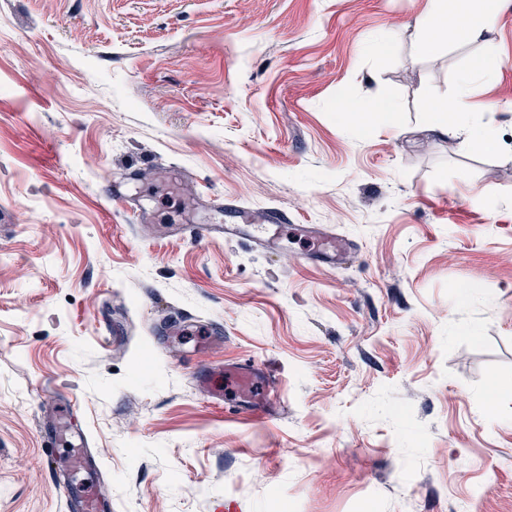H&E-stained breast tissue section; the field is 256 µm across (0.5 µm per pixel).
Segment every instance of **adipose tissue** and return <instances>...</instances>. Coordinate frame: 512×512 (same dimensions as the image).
I'll return each instance as SVG.
<instances>
[{
  "instance_id": "adipose-tissue-1",
  "label": "adipose tissue",
  "mask_w": 512,
  "mask_h": 512,
  "mask_svg": "<svg viewBox=\"0 0 512 512\" xmlns=\"http://www.w3.org/2000/svg\"><path fill=\"white\" fill-rule=\"evenodd\" d=\"M512 0H428L427 8L415 19L421 41L429 47L456 41L463 44L483 43L496 32L505 9ZM496 58L478 55L471 59L457 86V104L447 107L442 99L432 104V132L460 139L463 146L484 152L497 146L491 126L471 116L468 96L475 80L491 76L498 68Z\"/></svg>"
}]
</instances>
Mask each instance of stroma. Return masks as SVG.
Listing matches in <instances>:
<instances>
[{"label": "stroma", "instance_id": "stroma-1", "mask_svg": "<svg viewBox=\"0 0 512 512\" xmlns=\"http://www.w3.org/2000/svg\"><path fill=\"white\" fill-rule=\"evenodd\" d=\"M426 5L0 0V512H67L63 413L112 512H512V8L432 53ZM480 54L491 153L427 129ZM380 100L357 137L343 103ZM157 168L184 186L102 193ZM222 200L291 229L155 231ZM218 364L267 371L276 418L204 394ZM261 222L266 224L269 236L266 239L258 237V244L266 249L280 239L281 229L288 224V216L278 209H268L262 212ZM74 437L76 444L70 439L67 429L62 426L57 433H47L44 439L45 448H43V450L45 457L56 464V468L60 472L61 470H64L68 475H70L71 470L65 468L62 469L56 463L55 455L57 453V448L59 447H69L66 463L72 470H80L81 468L84 469L89 467V449L85 448L86 444L83 436L76 432Z\"/></svg>", "mask_w": 512, "mask_h": 512}]
</instances>
